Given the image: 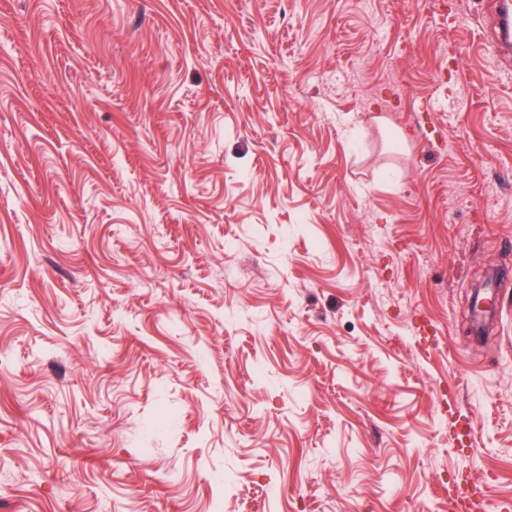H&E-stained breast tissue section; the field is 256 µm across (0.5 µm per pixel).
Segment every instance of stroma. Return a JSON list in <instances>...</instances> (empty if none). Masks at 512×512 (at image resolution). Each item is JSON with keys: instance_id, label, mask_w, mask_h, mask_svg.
I'll use <instances>...</instances> for the list:
<instances>
[{"instance_id": "35a3bbf8", "label": "stroma", "mask_w": 512, "mask_h": 512, "mask_svg": "<svg viewBox=\"0 0 512 512\" xmlns=\"http://www.w3.org/2000/svg\"><path fill=\"white\" fill-rule=\"evenodd\" d=\"M491 0H0V512H512ZM455 507L459 511L483 510L485 493L482 488L468 481L457 483L452 489Z\"/></svg>"}]
</instances>
